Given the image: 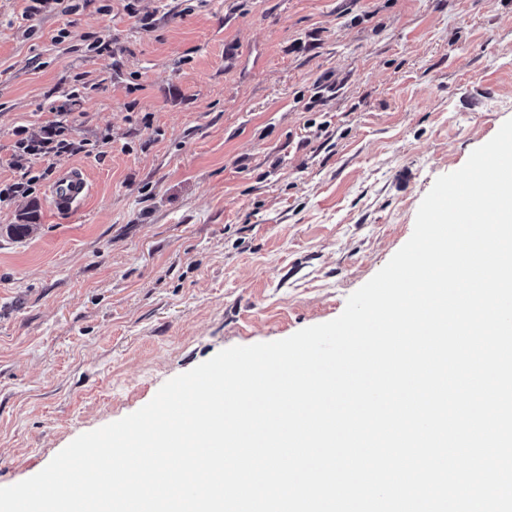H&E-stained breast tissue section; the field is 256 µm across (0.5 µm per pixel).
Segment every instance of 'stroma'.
I'll use <instances>...</instances> for the list:
<instances>
[{
	"mask_svg": "<svg viewBox=\"0 0 512 512\" xmlns=\"http://www.w3.org/2000/svg\"><path fill=\"white\" fill-rule=\"evenodd\" d=\"M77 2L0 0V182L17 126L63 109L96 144L34 163L82 169L80 209L47 179L0 204V487L221 350L338 317L512 118V0Z\"/></svg>",
	"mask_w": 512,
	"mask_h": 512,
	"instance_id": "obj_1",
	"label": "stroma"
}]
</instances>
